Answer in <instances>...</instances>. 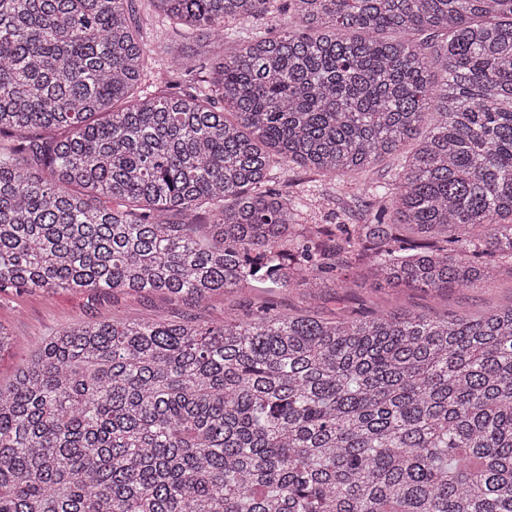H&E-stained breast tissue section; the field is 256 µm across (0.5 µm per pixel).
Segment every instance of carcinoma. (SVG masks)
I'll return each instance as SVG.
<instances>
[{"label":"carcinoma","instance_id":"1","mask_svg":"<svg viewBox=\"0 0 512 512\" xmlns=\"http://www.w3.org/2000/svg\"><path fill=\"white\" fill-rule=\"evenodd\" d=\"M134 2L0 0V292L512 264V0H146L193 41L163 71ZM411 139L359 224L269 187L288 165L342 194ZM0 512H512V307L66 327L0 386Z\"/></svg>","mask_w":512,"mask_h":512}]
</instances>
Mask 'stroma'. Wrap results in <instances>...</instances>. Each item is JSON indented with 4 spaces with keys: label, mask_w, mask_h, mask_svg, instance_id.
Masks as SVG:
<instances>
[{
    "label": "stroma",
    "mask_w": 512,
    "mask_h": 512,
    "mask_svg": "<svg viewBox=\"0 0 512 512\" xmlns=\"http://www.w3.org/2000/svg\"><path fill=\"white\" fill-rule=\"evenodd\" d=\"M278 182L307 184L312 206L308 215L324 223L337 203L324 181L312 180L301 169L276 171ZM268 302L281 311L308 313L322 319L340 315H368L385 312H432L475 315L491 307L512 305V265L502 264L493 283L485 288L452 289L426 293L415 289L393 290L364 284L356 288H330L316 300L307 302L295 292L277 288H251L246 299L215 296L208 303L192 305L160 296H127L108 291L89 292L60 289L51 293L11 289L0 292V325L15 338L13 348L0 355V381L8 382L16 369L30 357L47 336L81 321L106 320L115 316H140L154 320L191 317L215 323L224 318L244 317L252 304Z\"/></svg>",
    "instance_id": "obj_1"
}]
</instances>
